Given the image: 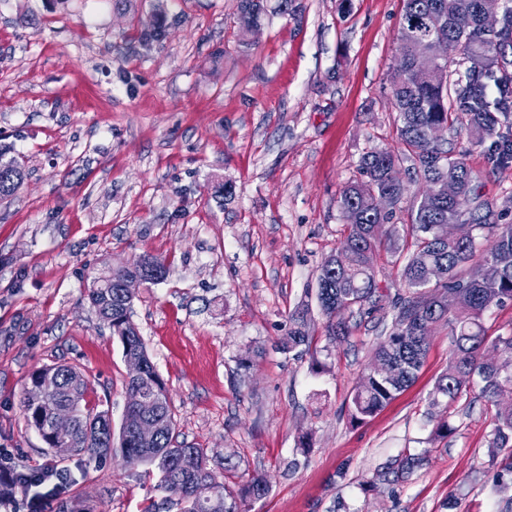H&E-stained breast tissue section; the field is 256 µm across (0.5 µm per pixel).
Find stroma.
Instances as JSON below:
<instances>
[{"label": "stroma", "mask_w": 512, "mask_h": 512, "mask_svg": "<svg viewBox=\"0 0 512 512\" xmlns=\"http://www.w3.org/2000/svg\"><path fill=\"white\" fill-rule=\"evenodd\" d=\"M265 0L251 44L239 0H0V148L26 179L0 202V448L20 471L49 462L68 484L54 512H181L157 472L55 453L26 424L30 376L75 366L89 408L120 429L129 367L88 290L104 268L151 256L168 274L135 290L132 320L163 380L175 436L235 484L270 490L243 512H505L495 406L430 400L448 367L433 328L415 380L364 423L348 404L384 341L402 286L373 257L372 316L329 336L316 293L348 230L338 206L361 156L400 149L389 97L403 0ZM163 22L162 41L144 34ZM480 213L512 224V163L456 137ZM231 186L217 198L218 184ZM309 341L283 353L296 312ZM250 360L239 370L240 360ZM323 362L325 370L314 367ZM447 437H435L441 422ZM425 454L412 475L393 468ZM232 470H225V463Z\"/></svg>", "instance_id": "stroma-1"}]
</instances>
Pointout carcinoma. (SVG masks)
<instances>
[{"instance_id":"carcinoma-1","label":"carcinoma","mask_w":512,"mask_h":512,"mask_svg":"<svg viewBox=\"0 0 512 512\" xmlns=\"http://www.w3.org/2000/svg\"><path fill=\"white\" fill-rule=\"evenodd\" d=\"M479 0H404V12L397 37L398 66L404 79L391 85V98L397 111V132L406 152L375 148L365 153L359 170L365 179L345 185L339 193V208L350 225L336 254L324 260L318 275L317 299L328 318L333 336H346L349 328L341 314L350 311L370 315L376 311L379 293L372 254L382 248L400 255L399 240L405 234L413 239L414 250L404 259L401 281L404 292L393 301L395 316L387 339L375 351L373 363L392 362L397 375L389 380L367 373L351 398L348 411L352 422L362 423L380 410L393 396L410 385L423 365L428 338L423 327L448 328L451 339L448 370L438 379L432 404L450 406L481 382L480 394L498 406L490 432L493 448L512 451V405L500 401L512 396V336H498V361H487L483 347L487 340L483 317L493 307L512 302V224H487L471 207L476 176L468 167L463 152L448 145V130L463 120L470 142L481 144L498 135L500 114L507 98H512V73L504 42L512 33V6L504 5L502 25L496 33L483 29L478 12ZM262 0H240V35L248 40L260 27ZM437 47L446 54L431 81L413 70L414 60L426 48ZM468 64L465 75L451 79L453 57ZM497 64L501 76L495 79L499 97L489 101L483 78L493 76L490 64ZM412 158L416 177L437 185L448 172L459 178L455 198L431 194L424 201L412 199L410 188L400 176L401 163ZM26 174L22 162L0 149V200L13 196ZM395 198L394 209L381 214L375 206L378 194ZM408 204V223L398 230L393 223L396 210ZM475 225L473 239L462 243L439 240L431 233L434 224L456 223L463 218ZM388 230H383V227ZM144 272L141 262L124 269L108 268L95 278L89 300L100 319L120 337L126 357L144 363L143 374L126 384L127 404L119 440L112 441V421L108 411H93L83 404L85 381L77 368L59 364L45 367L31 379L41 378L46 387L39 402L23 400L26 423L55 450L90 457L112 454L131 466H148L159 475L158 487L183 504V512H241V504L259 500L269 492L261 475L252 476L233 490L219 480L202 448L176 441L175 415L163 381L151 362L142 336L131 320L133 298L120 288L121 281ZM455 294L454 308H448V293ZM292 328L279 343L290 352L307 341L305 315L291 316ZM139 396L154 398L159 406L154 413L159 434L150 444L138 442L135 425L140 412L135 408ZM72 422L71 437L52 443L47 434L58 413ZM194 454L199 462L192 473L180 470L178 459Z\"/></svg>"}]
</instances>
